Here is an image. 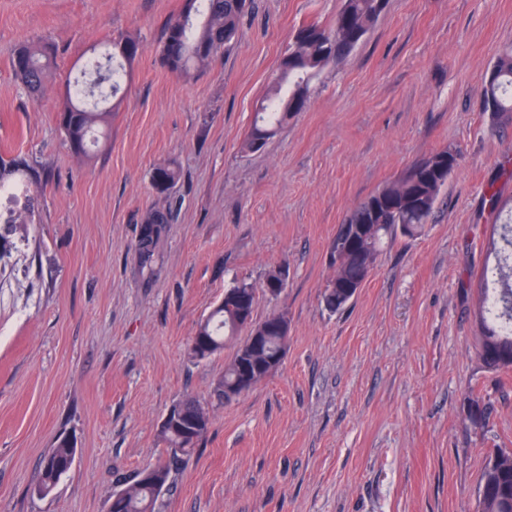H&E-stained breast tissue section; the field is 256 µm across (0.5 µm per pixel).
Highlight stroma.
<instances>
[{"label":"stroma","instance_id":"stroma-1","mask_svg":"<svg viewBox=\"0 0 512 512\" xmlns=\"http://www.w3.org/2000/svg\"><path fill=\"white\" fill-rule=\"evenodd\" d=\"M184 0H0V156L37 170L27 223L0 221V512H106L154 463L169 408L210 398L239 345L199 362L187 345L245 280L255 319L288 314L283 363L214 405L173 474L162 512H478L486 457L512 449V370L476 358L475 312L492 268L498 191L512 208V123L480 105L512 43V0H388L349 58L324 70L307 107L261 150L244 146L299 26L342 0H255L221 63L187 77L160 60ZM142 53L98 145L76 157L58 111L93 46ZM54 44L35 103L12 69L22 44ZM458 165L422 234L397 237L342 311L323 293L328 244L361 201L441 150ZM180 178L151 187L157 165ZM171 211L150 266L145 214ZM287 267L279 297L261 286ZM475 393L485 424L461 415ZM77 447L49 493L35 489L60 435ZM179 178L178 168L174 164H163L155 167L151 176V186L158 194H166Z\"/></svg>","mask_w":512,"mask_h":512}]
</instances>
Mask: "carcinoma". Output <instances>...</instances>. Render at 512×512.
<instances>
[{"label": "carcinoma", "mask_w": 512, "mask_h": 512, "mask_svg": "<svg viewBox=\"0 0 512 512\" xmlns=\"http://www.w3.org/2000/svg\"><path fill=\"white\" fill-rule=\"evenodd\" d=\"M254 0H184L180 16L167 24L161 50L162 64L177 76H188L220 59L236 41L242 17L252 11ZM386 8V0H343L336 17L328 24L311 23L301 27L294 36L280 65L277 81L270 90L266 104L247 136L246 147L261 149L274 137L288 118L302 111L311 94L313 78L324 68L348 57L363 41ZM141 49L131 37L112 40L89 58V92L74 93L59 111L60 127L74 155L86 154L89 142L106 127L112 116L108 101L121 88L124 67L132 65ZM53 47L48 42L23 44L12 56L16 81L31 99L40 101L52 77ZM481 110L493 116L512 112V51L502 53L487 71L480 91ZM457 167L456 156L448 151L435 153L415 164L400 179L384 186L359 203L346 222L336 228L329 245L330 265L334 275L323 293V303L336 312L350 302V284L362 278L375 264L385 240L415 237L423 231L434 212L440 192ZM179 178L178 168L169 163L155 167L151 186L166 194ZM21 184L31 190L34 177L30 164L18 157L0 158V189ZM170 213L160 210L146 214L138 240L142 264L152 262L163 225ZM504 240L509 251L498 258L497 270L502 288L487 296L479 310V335L476 353L489 371L512 368V329L503 327L499 319L512 321V227H504ZM256 288L239 282L224 292V298L198 327L193 340L207 343V357L224 351V341L240 331L260 332L259 349L249 341L238 348L224 368V377L214 393L219 401L240 396L245 364L265 365L264 371L281 364L278 355H286L289 321L285 312L254 319ZM210 405L206 399L188 396L180 406L186 418L198 421L190 436L179 428H160L166 444L158 458L155 479L146 482L136 472L125 486L112 495L107 512H160V502L169 489L172 474L189 456L210 425ZM467 417L474 424L487 418V408L478 399L468 398ZM74 443L61 436L40 464L39 477L50 490L74 466ZM480 512H512V452L496 459H486L478 484Z\"/></svg>", "instance_id": "cac0c4a2"}]
</instances>
